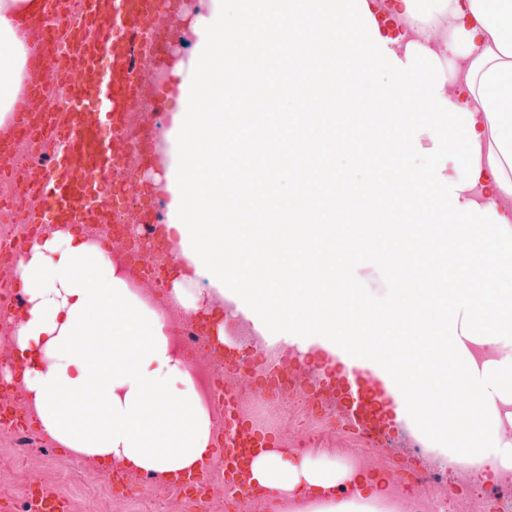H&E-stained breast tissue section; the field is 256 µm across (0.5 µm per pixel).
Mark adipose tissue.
<instances>
[{
    "mask_svg": "<svg viewBox=\"0 0 512 512\" xmlns=\"http://www.w3.org/2000/svg\"><path fill=\"white\" fill-rule=\"evenodd\" d=\"M209 0L160 133L169 309L224 306L264 341L361 366L400 422L456 465L494 467L512 413V0ZM47 0H0V131L30 78L24 20ZM374 110L352 111L369 76ZM266 82L288 108L236 112ZM283 155L281 164L271 159ZM428 161L417 171L408 160ZM386 164L383 180L358 173ZM266 193L236 184L242 166ZM27 298L11 334L20 422L123 469L200 470L223 445L169 309L133 292L110 243L51 228L13 269ZM250 484L291 512H380L390 482L267 448Z\"/></svg>",
    "mask_w": 512,
    "mask_h": 512,
    "instance_id": "1",
    "label": "adipose tissue"
}]
</instances>
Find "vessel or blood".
<instances>
[{
	"label": "vessel or blood",
	"instance_id": "vessel-or-blood-1",
	"mask_svg": "<svg viewBox=\"0 0 512 512\" xmlns=\"http://www.w3.org/2000/svg\"><path fill=\"white\" fill-rule=\"evenodd\" d=\"M61 15L56 7L46 19L37 21L32 61L37 71L48 72L51 81L64 89V96L45 92L36 83L14 107L20 127L46 130L58 144L49 151L36 186L38 204L25 215L27 224L38 229L53 223H111L113 169L136 172L151 157L149 145L156 138L155 130L143 131V146L132 151L116 131L126 120L144 72L166 62L160 45L141 48L136 34L163 30L169 37L178 35L171 0H79L76 15L80 22L70 30L69 47L59 51L49 44L48 36L58 33ZM259 371L258 394L275 395L279 367L265 363ZM243 378L242 370L235 369L224 379L228 426L218 464L230 482L235 476L229 463L246 459L251 448L267 442L239 414L231 398ZM328 381L345 396L344 426L362 436L377 428L396 427L387 387L371 370L337 372Z\"/></svg>",
	"mask_w": 512,
	"mask_h": 512
}]
</instances>
